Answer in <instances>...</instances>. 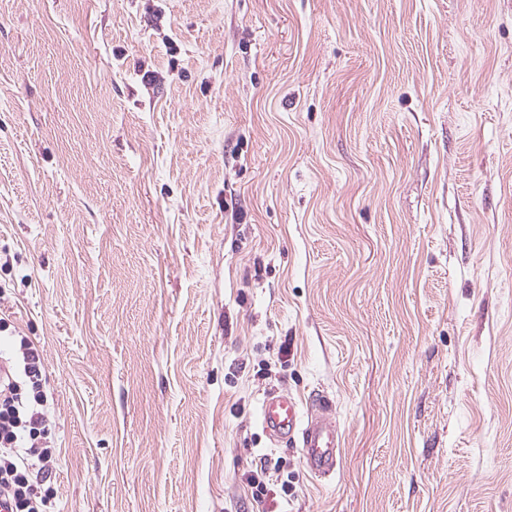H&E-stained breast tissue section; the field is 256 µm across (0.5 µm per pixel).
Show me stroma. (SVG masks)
Listing matches in <instances>:
<instances>
[{
    "label": "stroma",
    "instance_id": "1",
    "mask_svg": "<svg viewBox=\"0 0 512 512\" xmlns=\"http://www.w3.org/2000/svg\"><path fill=\"white\" fill-rule=\"evenodd\" d=\"M0 318L54 512H512V0H0ZM259 422L272 444L288 442L301 448L304 463L314 477L332 476L339 464L340 428L331 405L315 399L304 412L288 393H267L259 408Z\"/></svg>",
    "mask_w": 512,
    "mask_h": 512
}]
</instances>
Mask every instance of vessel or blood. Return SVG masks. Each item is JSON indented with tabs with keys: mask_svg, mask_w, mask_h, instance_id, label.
I'll use <instances>...</instances> for the list:
<instances>
[{
	"mask_svg": "<svg viewBox=\"0 0 512 512\" xmlns=\"http://www.w3.org/2000/svg\"><path fill=\"white\" fill-rule=\"evenodd\" d=\"M259 422L271 443L285 442L300 449L314 477L326 479L335 473L341 434L327 401L315 400L305 410L292 396L272 391L261 401Z\"/></svg>",
	"mask_w": 512,
	"mask_h": 512,
	"instance_id": "obj_1",
	"label": "vessel or blood"
}]
</instances>
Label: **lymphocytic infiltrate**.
<instances>
[{
    "mask_svg": "<svg viewBox=\"0 0 512 512\" xmlns=\"http://www.w3.org/2000/svg\"><path fill=\"white\" fill-rule=\"evenodd\" d=\"M15 349L0 374V496L11 512H51L50 495H36L33 487L34 479L51 477L57 461L46 437L42 360L27 338Z\"/></svg>",
    "mask_w": 512,
    "mask_h": 512,
    "instance_id": "lymphocytic-infiltrate-1",
    "label": "lymphocytic infiltrate"
}]
</instances>
